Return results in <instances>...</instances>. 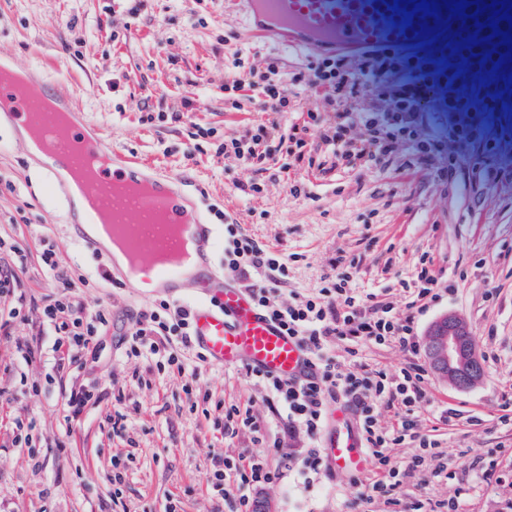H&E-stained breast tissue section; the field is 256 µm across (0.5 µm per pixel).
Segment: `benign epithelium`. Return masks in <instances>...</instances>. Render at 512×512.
I'll return each mask as SVG.
<instances>
[{
    "label": "benign epithelium",
    "mask_w": 512,
    "mask_h": 512,
    "mask_svg": "<svg viewBox=\"0 0 512 512\" xmlns=\"http://www.w3.org/2000/svg\"><path fill=\"white\" fill-rule=\"evenodd\" d=\"M465 323L454 314L439 317L426 336V358L437 377L461 390L483 381L480 355L465 334Z\"/></svg>",
    "instance_id": "7a95c632"
}]
</instances>
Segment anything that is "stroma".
<instances>
[{
	"label": "stroma",
	"mask_w": 512,
	"mask_h": 512,
	"mask_svg": "<svg viewBox=\"0 0 512 512\" xmlns=\"http://www.w3.org/2000/svg\"><path fill=\"white\" fill-rule=\"evenodd\" d=\"M136 15H129V7ZM244 17L228 0H0V52L19 68L39 67L53 85L73 96L113 146L130 150L155 168L195 181L205 196L222 202L242 231L259 244L295 255L290 285L316 287L337 254L359 264L358 287L385 289L389 301H404L400 282L412 275L418 256L433 253L445 277L457 283L453 295L425 310L418 331L426 333L440 315L463 317L483 355L481 384L458 391L431 380L428 391L438 404L460 410L452 424H437L422 410L425 429H438L444 446L464 457L450 484H432L427 474H407L396 494L404 501L443 499L464 493L466 512H512V426L499 419L512 406V99L496 117L492 132L502 135L494 160L468 155L452 182L403 167V153L373 165L356 160L323 173L305 172L307 195L292 196L277 167L243 168L201 153L185 166L182 147L193 125L216 128L219 135L239 136L261 120L258 112H232L224 104V83L235 54L264 67L276 58L282 76L304 68L315 51L282 50L272 41L248 38ZM196 102L184 123H139L142 110L180 108ZM17 131L0 125V179L11 190L0 192V237L15 241L27 255L24 288L35 303L54 291L38 255L42 239H50L68 274L91 275L99 266L92 254H80L68 233L66 216L44 183L40 167L17 143ZM258 181L261 197L245 199L239 184ZM481 267H474L475 259ZM465 280H458L460 270ZM496 300H487L489 291ZM39 349L26 364L16 342ZM51 331L0 338V373L12 377L51 373ZM118 344L105 337L97 358L84 374L100 387L123 383L116 361ZM39 395L19 397L36 423L31 443H13L8 417L0 411V512H164L170 497L183 512H229L211 499L204 472L210 452L230 455L250 447L247 436L217 440L201 415L189 412L177 381L164 380L150 390L125 387L138 401L124 432H112L106 414L120 410L112 396L71 421L64 397L71 382L67 372L54 374ZM199 388L224 401L251 404L266 414L262 392L240 371L208 365ZM133 453L135 462L122 487L120 504L112 502V457ZM494 456L497 481L479 480L477 457ZM358 485L342 479L329 488L307 493L289 477L260 489L266 512H342L358 494Z\"/></svg>",
	"instance_id": "obj_1"
}]
</instances>
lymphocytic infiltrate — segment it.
I'll return each instance as SVG.
<instances>
[{
    "label": "lymphocytic infiltrate",
    "instance_id": "obj_1",
    "mask_svg": "<svg viewBox=\"0 0 512 512\" xmlns=\"http://www.w3.org/2000/svg\"><path fill=\"white\" fill-rule=\"evenodd\" d=\"M509 29L512 23L503 20L490 27L488 18L480 14L432 52L390 49L365 54L356 61L342 55L319 58L294 73L287 84L278 79L276 64L268 63L253 83V102L266 113V120L245 136L224 140L217 139L214 129L196 128L182 155L186 161H194L208 144L225 161L241 167L276 165L288 175V189L297 197L306 187L296 177L299 170L326 171L357 159L372 162L406 144L420 169L449 181L463 150L478 148L487 160L498 153L499 141L489 136L488 127L512 91L493 80L492 74L495 63L512 58V49L501 37ZM475 74L482 75L483 81L474 87L470 78ZM316 87L323 88L330 104L337 106L335 122L310 112L290 125L287 137L272 138L279 116L297 111L305 92ZM377 94L384 98L382 107L357 112L339 109L341 103ZM431 101L447 113L448 126L420 140L415 136L416 118ZM358 125L371 130L369 139L353 138ZM315 135L323 144L318 153L312 148ZM214 215L224 224L225 270L234 273L259 307L289 335L298 337L312 356L311 375L299 383L250 373V380L265 392L270 419H280L288 436L301 433L313 440L324 426L331 401L347 402L358 416L374 477L359 498L349 503L348 512H369L376 501L386 504L390 512H464L457 496L421 500L408 509L401 508L392 496L406 469L429 472L438 482L455 477L447 451L434 435L421 432L417 420L419 408L428 401L429 376L417 359L415 315L439 297L440 281L432 257H420L412 281L404 286L405 303L400 310L381 300L378 293L357 288V263L342 256L317 287L292 290L285 256L260 246L226 212L218 209ZM2 253L9 254L11 260L0 264V299L9 302L7 313L0 316V333L10 334L14 323L36 318L55 335L56 369L85 370L86 353L112 325L111 312L86 310L75 281L58 271L59 257L52 241L42 240L39 260L47 273L55 275L56 291L36 307L28 304L21 287L23 250L0 238ZM389 345L414 357L394 374L370 366L364 356L367 348ZM120 349L121 364L133 369L130 383L149 386L157 378H179L191 410L201 411L210 431L225 437L242 432L250 435L253 451L235 461L225 459L223 451L213 452L205 481L208 491L231 499L232 512H259L255 491L281 476L279 467L269 464L265 451L269 419L256 416L250 406L217 401L212 393L199 391L197 371L207 360L192 343L190 306L164 301L133 314ZM401 445L412 448L402 465L390 454Z\"/></svg>",
    "mask_w": 512,
    "mask_h": 512
}]
</instances>
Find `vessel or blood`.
Masks as SVG:
<instances>
[{
    "label": "vessel or blood",
    "instance_id": "b4317fda",
    "mask_svg": "<svg viewBox=\"0 0 512 512\" xmlns=\"http://www.w3.org/2000/svg\"><path fill=\"white\" fill-rule=\"evenodd\" d=\"M450 2L437 0L436 12L417 11L407 24L402 14L394 11V0H233L245 16L250 37L273 40L286 49L313 43L321 50H348L357 55L383 47L417 51L426 39L446 36L458 23L449 10ZM41 90L60 109L70 112L74 138L90 141L109 158L99 174L93 211L76 198L64 172L66 166L79 164L78 156L64 152L50 164L43 156L35 158L43 165L46 182L66 214L72 238L83 249L106 256L97 232L99 218L125 217L139 228L128 247L140 272L109 259L104 269L108 279L143 296L179 298L185 291H194L193 341L209 363L287 382L305 379L311 362L308 349L258 308L233 273L216 267L222 241L189 181L157 173L139 158L112 148L82 113L73 111L53 84H42ZM0 100L9 104L0 112V121L15 128L30 132L46 120L12 84L0 82ZM125 181L149 183L153 191L135 199L113 195V184ZM158 211L163 212L164 223L154 222ZM319 445L334 479L369 475L371 460L351 407L339 401L331 404Z\"/></svg>",
    "mask_w": 512,
    "mask_h": 512
}]
</instances>
